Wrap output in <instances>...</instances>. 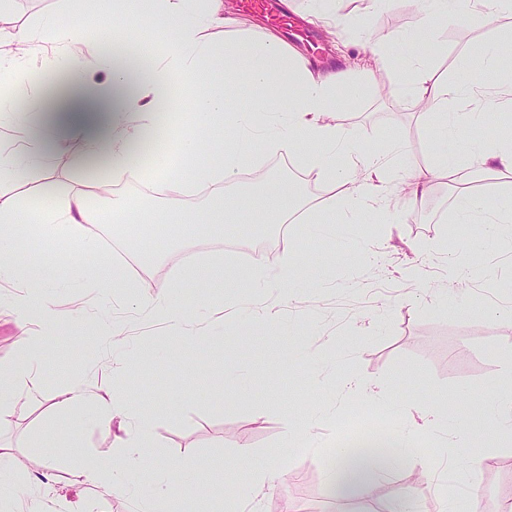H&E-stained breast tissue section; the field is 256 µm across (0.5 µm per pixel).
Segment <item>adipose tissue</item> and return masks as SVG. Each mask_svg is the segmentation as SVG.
I'll list each match as a JSON object with an SVG mask.
<instances>
[{
	"mask_svg": "<svg viewBox=\"0 0 512 512\" xmlns=\"http://www.w3.org/2000/svg\"><path fill=\"white\" fill-rule=\"evenodd\" d=\"M490 1L497 11L512 13V0H414L419 15L415 29L388 32L369 48L367 74L391 76L398 93L425 104L417 119L425 128L433 154L424 169L404 168L403 139L387 141L380 153L366 151L360 148L353 129L327 123V116L344 100L356 99L359 93L343 72L311 68L295 48L271 31L238 46L225 47L208 40L204 32L210 28L248 32L253 27L251 21L225 16L224 0H125L120 8L114 0H83V23L53 30L50 38H43L34 28L0 29V45L5 46L7 55L17 61L36 59L40 70L50 76L48 84L24 104L0 97V127L15 124L21 128L11 145H0V285L33 288L38 284L39 266L20 264L11 247L22 216L28 215L33 220L29 238L34 250H50L63 239L78 242L84 259L72 267L73 278L100 280L108 290L120 291L137 302L148 316L165 320L171 336L200 341L203 331L189 329L167 291L140 295L136 280L105 267L100 245L87 236L86 225L116 224L126 245L146 262L152 253L146 230L150 224H171L178 234L194 237L223 232L224 215L229 211H252L264 215L269 223L283 222L299 205L290 182H272L257 193L236 196L225 195L222 189L223 184L234 181L255 138L287 155L298 152L302 145H313L306 163L327 186L317 203L321 212L390 206L385 190L395 184L401 185L405 203H414L428 193L430 177L451 171L470 178L511 174V129H504L499 145L492 149L473 140L465 152L451 154L446 145L473 126L484 108L512 104V55L503 52L504 44L512 42V30L504 31L492 47L472 50L458 60L459 70L466 74L496 72L499 80L495 86L451 85L435 79L430 65L434 31L481 14ZM120 12L132 17L125 40H132L142 26L164 29L165 39L134 53L114 45L101 22ZM91 22L100 26L99 64L108 75L103 85L80 78L85 57L79 44ZM225 58L231 62L228 79L268 90V98L231 108L222 86H205V66L220 64ZM175 87L205 122L209 137L203 140L188 132L181 140L182 155H196L201 160L193 179L165 168L151 171L154 191L161 200L151 212L135 218L123 204H113L108 210L96 207L90 203L91 191L83 185L63 197L40 183L29 184L25 194L15 193V184L26 182L30 172L47 170L44 146L49 141L62 149L70 139H78L82 146L79 164L102 160L113 181L134 175L132 151L146 134L159 130V114ZM228 136L234 141L229 149L224 146ZM194 182L214 187L208 217L203 221L171 207ZM339 184L348 188L341 199L335 191ZM453 210L455 223L472 224L482 218L489 235L512 239L511 192L501 193L494 211L489 212L480 193L464 188L457 193ZM41 350L38 344L27 346L16 358L0 363V430L9 426L15 407L22 403V382L38 365ZM124 382V374L116 370L111 391L101 393L76 382L56 395L57 408L68 414L67 434L79 436L91 420L109 442V451L84 470L86 482L101 496L130 488L140 475L143 449L156 445L151 423L130 411ZM85 407L91 413L87 419L78 415ZM393 463L390 457L373 461L360 475L349 449L341 448L327 469V480L332 485L357 486L366 494ZM178 471L181 481L174 488L162 487L153 512H168L175 499L195 502L197 512H212L210 488L195 478L196 460L183 459Z\"/></svg>",
	"mask_w": 512,
	"mask_h": 512,
	"instance_id": "adipose-tissue-1",
	"label": "adipose tissue"
}]
</instances>
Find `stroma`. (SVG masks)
<instances>
[{"mask_svg":"<svg viewBox=\"0 0 512 512\" xmlns=\"http://www.w3.org/2000/svg\"><path fill=\"white\" fill-rule=\"evenodd\" d=\"M227 12L252 18L256 29L242 34L227 27L212 32L215 42L234 44L272 30L318 69L346 71L358 78L364 46L389 29L410 31L417 16L410 0L366 13L363 0H336V10L350 27L331 35L307 17L309 0H288L287 14L245 8L244 0H224ZM69 27L83 18L81 0H16L9 17L17 26L40 27L45 18ZM512 26L502 14L466 21L439 31L442 49L433 59L436 77L460 78L457 61L466 50L495 41ZM387 76L363 81L361 94L332 117L352 126L360 144L374 150L393 137L407 143L408 163L426 166L430 147L414 119L416 103L388 88ZM80 144L69 152L48 149L54 189L66 191L81 181L111 183L105 167L77 166ZM188 174L187 162L173 145L139 159L137 173L112 185L113 196L135 210L158 205L142 194L146 175L158 163ZM305 172L301 154L281 157L263 143H254L231 193H246L285 171ZM455 177L434 180L420 209L407 214L378 215L359 209L337 241L309 237L299 219L287 225L263 224L258 216L224 217L220 237L176 239L172 229L152 228L159 241L155 257L141 266L143 294L170 285V300L191 326L209 328L202 343L180 344L169 354L164 326L144 316L130 300L93 283L70 278L66 251L30 252L25 239L16 250L40 265L43 290H30V301L50 297L65 320L59 335L45 338L46 352L27 383L28 398L16 410L9 430L0 438L12 448L9 487L0 497V512H140L155 501L160 479L178 483L173 475L180 460L196 459L198 480L211 484L212 502L221 505L225 482L234 483L245 512H280L291 498L300 512H340L325 468L341 437L353 429L411 431L421 456L436 466V485H421L412 512H448L458 492V475L467 466L474 435L490 448H511L512 433L498 429L484 413L486 403L507 389L499 354L512 350L506 330L490 308L512 312V243L485 239L484 225L456 224L452 209ZM244 238L262 245L256 262L227 250L225 240ZM455 239L458 252H443L445 239ZM303 264L292 297L263 293L249 279L252 264L281 268L284 260ZM469 265L470 275L448 280V264ZM208 263L221 270L208 291H200L192 270ZM80 321H69L72 310ZM111 318L127 332L123 345L109 348L97 335V320ZM42 334L35 319L12 314L0 317V362L12 359L28 338ZM121 369L135 391L133 410L148 417L159 455H146L135 494L118 492L97 499L84 481L77 459L96 456L106 444L97 429L65 435L49 426L50 398L73 380L94 389L112 387V368ZM368 384L372 396L343 389L341 374ZM457 396L459 414L447 423L427 425L424 412L437 409L445 396ZM55 439L50 487L39 488L30 476L40 461L39 433ZM250 456L239 460L241 449ZM270 469L277 479L271 489L254 492L253 471ZM483 512H502L512 503V462L484 468L479 475Z\"/></svg>","mask_w":512,"mask_h":512,"instance_id":"35a3bbf8","label":"stroma"}]
</instances>
